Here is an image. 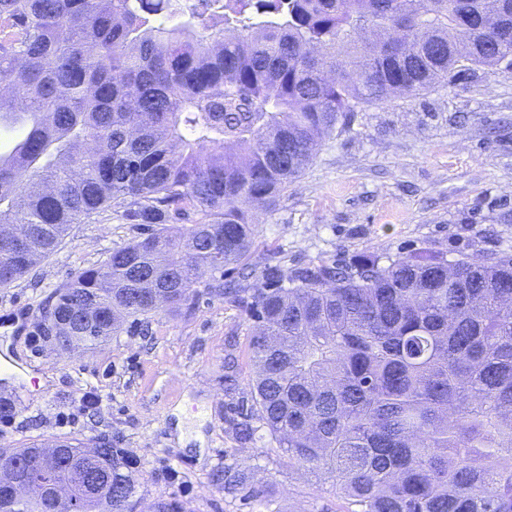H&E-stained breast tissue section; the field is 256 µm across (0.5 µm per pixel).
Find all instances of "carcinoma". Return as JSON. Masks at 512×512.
Returning <instances> with one entry per match:
<instances>
[{
  "instance_id": "1",
  "label": "carcinoma",
  "mask_w": 512,
  "mask_h": 512,
  "mask_svg": "<svg viewBox=\"0 0 512 512\" xmlns=\"http://www.w3.org/2000/svg\"><path fill=\"white\" fill-rule=\"evenodd\" d=\"M472 54L455 55L449 37ZM512 71V0H0V286L104 207L142 229L47 298L33 335L64 349L106 345L206 294L253 321L250 413L288 465L332 482L352 512H512V253L448 261L423 249L383 264H247L252 208L269 209L353 113L475 68ZM191 220L188 227L177 225ZM95 318H73L76 302ZM76 439L46 463L68 479ZM112 507L135 512L137 471L104 449ZM215 482L256 493L240 471ZM0 512H56L41 496Z\"/></svg>"
}]
</instances>
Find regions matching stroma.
Returning a JSON list of instances; mask_svg holds the SVG:
<instances>
[{
    "label": "stroma",
    "mask_w": 512,
    "mask_h": 512,
    "mask_svg": "<svg viewBox=\"0 0 512 512\" xmlns=\"http://www.w3.org/2000/svg\"><path fill=\"white\" fill-rule=\"evenodd\" d=\"M255 221L256 279L269 264L291 271L421 248L452 261L512 251V73L479 68L364 107ZM137 234L114 208L100 209L0 287V337L27 368L4 397L11 409L0 418V448L107 437L136 461L145 505L175 498L185 512H347L330 481L288 467L266 429L252 442L236 439L253 373L240 308L203 293L191 312L159 311L86 352L34 335L48 294ZM224 467L246 473L258 495L220 491L213 475Z\"/></svg>",
    "instance_id": "35a3bbf8"
}]
</instances>
